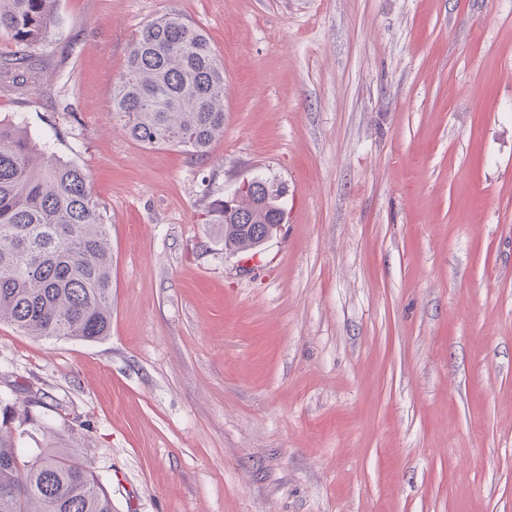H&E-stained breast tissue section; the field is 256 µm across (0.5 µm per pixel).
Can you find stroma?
Wrapping results in <instances>:
<instances>
[{"label": "stroma", "instance_id": "obj_1", "mask_svg": "<svg viewBox=\"0 0 512 512\" xmlns=\"http://www.w3.org/2000/svg\"><path fill=\"white\" fill-rule=\"evenodd\" d=\"M224 65L209 158L129 139L112 91L166 14ZM0 119L88 175L112 329L0 323L26 453L113 512H512V0H57ZM284 187L261 254L213 201Z\"/></svg>", "mask_w": 512, "mask_h": 512}]
</instances>
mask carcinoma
I'll use <instances>...</instances> for the list:
<instances>
[{
    "label": "carcinoma",
    "instance_id": "carcinoma-1",
    "mask_svg": "<svg viewBox=\"0 0 512 512\" xmlns=\"http://www.w3.org/2000/svg\"><path fill=\"white\" fill-rule=\"evenodd\" d=\"M56 0H0V34L13 42L0 74L24 76L32 51L55 25ZM112 116L147 146L207 157L224 135V65L208 36L167 16L134 36L112 96ZM279 190L248 194L236 211L212 204L224 247L258 251L257 230L281 223ZM112 255L107 226L85 172L59 160L18 123L0 121V321L29 336L95 342L112 327ZM19 417L0 398V512H112L99 478L66 448L23 455L9 423Z\"/></svg>",
    "mask_w": 512,
    "mask_h": 512
}]
</instances>
